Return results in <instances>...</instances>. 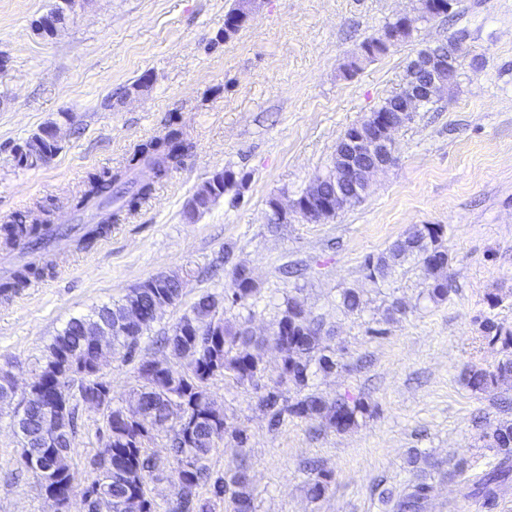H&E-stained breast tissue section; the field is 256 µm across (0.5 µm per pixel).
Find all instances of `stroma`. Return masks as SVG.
<instances>
[{
    "instance_id": "1",
    "label": "stroma",
    "mask_w": 512,
    "mask_h": 512,
    "mask_svg": "<svg viewBox=\"0 0 512 512\" xmlns=\"http://www.w3.org/2000/svg\"><path fill=\"white\" fill-rule=\"evenodd\" d=\"M54 3L0 0V225L42 208L54 223H76L66 200L88 175L123 167L167 125L195 148L163 180L138 169L154 191L136 213L0 298V367L25 386L70 318L157 274L190 271L181 302L159 315L134 361L103 369L114 401H128L141 386L139 361L163 355L157 339L201 295L230 294L232 271L244 265L258 285L250 326L266 339L268 370L279 361L274 321L298 293L343 353L338 371L312 378L313 391L364 399L370 411L343 433L297 417L274 428L258 390L217 378L210 391L248 442L215 438L212 477L246 468L257 512H392V496L419 482L431 487L421 512H512V490L488 503L469 483L493 459L482 434L512 419L502 407L512 387L477 392L464 382L472 367L495 369L506 355L484 318L512 330V0H453L447 16L349 76L343 67L361 43L417 0H259L229 38L224 16L235 0H77L65 30L44 38L33 22ZM456 36V86L396 132L397 160L364 198L326 222L270 224V199L297 197L325 173L346 129L400 90L409 60ZM64 113L71 121L57 153L19 166L16 148ZM222 170L239 186L187 219L196 188ZM414 224L445 227V301L427 298L414 262L376 282L363 269ZM347 288L362 310L344 309ZM396 301L406 311L386 321ZM104 430L103 410L79 405L73 463L82 483L96 477L90 461ZM21 453L11 417L0 415V512H51ZM313 462L330 475L316 500L307 493Z\"/></svg>"
}]
</instances>
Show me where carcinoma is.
<instances>
[{
    "label": "carcinoma",
    "mask_w": 512,
    "mask_h": 512,
    "mask_svg": "<svg viewBox=\"0 0 512 512\" xmlns=\"http://www.w3.org/2000/svg\"><path fill=\"white\" fill-rule=\"evenodd\" d=\"M194 144L182 128L168 125L159 137L134 146L124 169L115 173L89 175L85 188L69 198V208L83 213L94 207L100 220L82 224L73 236L80 249H90L109 230L111 224L135 211L153 191V184H139L133 177L137 168L156 160V179L161 180L178 168ZM7 243H17L28 251L45 247V236L39 225L28 222L20 214L3 227ZM445 226L415 224L403 238L395 241L388 252L365 259L363 268L371 279L385 278L393 264L413 261L422 271L427 297L434 303L448 299V249L443 244ZM51 263H30L18 267L13 276L0 282V297L8 299L19 293L33 279L44 277ZM189 280L172 281L157 288L131 290L110 305H103L87 317L70 319L47 347L43 365L35 374V384L42 391L40 401L22 399L23 407L13 406L16 390L8 382L9 371L0 368V411L5 408L21 412V445L24 465L38 476H48V486L66 495L74 489L87 494V512H97L99 497L112 499V512H124L129 498L141 499V512H256L253 491L244 473L233 477L231 483L218 477L211 479L209 455L217 433H226L227 414L223 404L211 402L210 385L217 377L226 375L238 383L258 385L264 379V392L259 406L270 416V424L278 427L286 416L317 421L328 429L345 432L358 424V418L369 412V404L361 399L339 398L326 400L310 389V379L318 371L330 372L341 365L336 349L326 343L322 326L301 311L303 302L296 294L284 300V308L276 321L288 326V347L280 357L275 374L266 376L267 368L261 355L263 341L253 336L247 327L249 318L234 322L224 319V300L203 294L192 304L206 323L201 333L177 335L173 326L163 338L168 352L182 348L191 352L183 366H169L154 372L137 368L142 385L138 390L143 415L157 420L169 431L171 454L161 458L149 449L155 435L144 429L139 418L125 414L121 404L108 398L106 409V443L99 455L112 461L109 480L95 478L82 485L73 464L75 426L47 444L44 424L50 411L61 405L68 415H76L73 403V382L79 381L78 394L111 392V386L96 369V353L86 336L93 325L112 328L115 350L125 361L133 358L139 340L155 322L151 314L154 297L170 294L181 300ZM258 288L246 280L232 282L231 303L252 313L249 300ZM131 304L140 307L142 321L138 325L124 324ZM490 341L499 342L505 350L512 348V332L493 321H484ZM512 380V356L492 370L472 369L466 375L468 387L482 391ZM293 387L300 397L291 401L286 396ZM484 447L499 456L497 464L471 478L474 495L487 500L512 486V420L498 423L483 436ZM166 478L172 497L161 506L150 495V485ZM329 475L316 473L307 482V492L313 499L322 497L328 489ZM429 486L419 484L413 493L399 503L402 512H419L420 501L426 498Z\"/></svg>",
    "instance_id": "cac0c4a2"
}]
</instances>
